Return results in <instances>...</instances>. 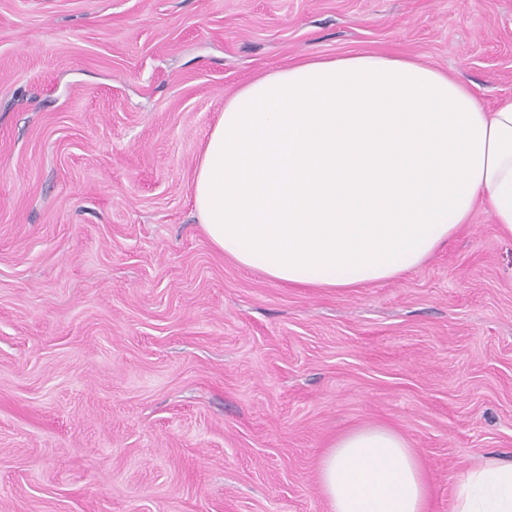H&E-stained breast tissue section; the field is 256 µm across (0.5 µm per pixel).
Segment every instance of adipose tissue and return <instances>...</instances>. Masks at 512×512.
<instances>
[{
    "instance_id": "ef3b65f1",
    "label": "adipose tissue",
    "mask_w": 512,
    "mask_h": 512,
    "mask_svg": "<svg viewBox=\"0 0 512 512\" xmlns=\"http://www.w3.org/2000/svg\"><path fill=\"white\" fill-rule=\"evenodd\" d=\"M210 242L306 288H359L419 267L476 209L512 238V95L484 107L415 58L360 52L260 74L225 98L194 177ZM330 512H427L419 453L367 425L332 442ZM451 512H512V460L457 483Z\"/></svg>"
}]
</instances>
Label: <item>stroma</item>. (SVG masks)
<instances>
[{"mask_svg":"<svg viewBox=\"0 0 512 512\" xmlns=\"http://www.w3.org/2000/svg\"><path fill=\"white\" fill-rule=\"evenodd\" d=\"M361 51L493 106L512 0H0V512H329L320 460L385 425L430 512L512 460V239L476 211L400 278H266L198 224L224 100Z\"/></svg>","mask_w":512,"mask_h":512,"instance_id":"obj_1","label":"stroma"}]
</instances>
